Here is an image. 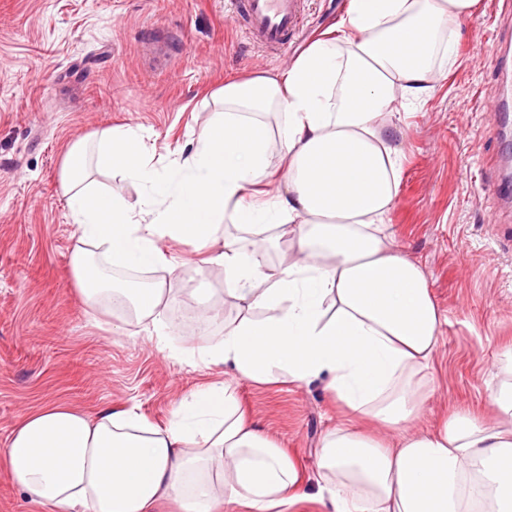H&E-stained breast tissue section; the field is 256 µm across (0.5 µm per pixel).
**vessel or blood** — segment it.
Instances as JSON below:
<instances>
[{
    "label": "vessel or blood",
    "mask_w": 512,
    "mask_h": 512,
    "mask_svg": "<svg viewBox=\"0 0 512 512\" xmlns=\"http://www.w3.org/2000/svg\"><path fill=\"white\" fill-rule=\"evenodd\" d=\"M304 0H243L250 37L269 48L285 45L299 31Z\"/></svg>",
    "instance_id": "obj_1"
}]
</instances>
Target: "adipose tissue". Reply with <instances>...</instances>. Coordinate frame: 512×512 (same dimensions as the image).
I'll use <instances>...</instances> for the list:
<instances>
[{"instance_id":"obj_1","label":"adipose tissue","mask_w":512,"mask_h":512,"mask_svg":"<svg viewBox=\"0 0 512 512\" xmlns=\"http://www.w3.org/2000/svg\"><path fill=\"white\" fill-rule=\"evenodd\" d=\"M480 0H348L340 19L280 73L230 81L193 150L157 167L131 127L73 143L61 168L78 245L71 264L88 315L127 309L158 345L164 282L123 280L168 266L165 241L223 267L238 302L216 342L183 360L227 367L256 384L320 381L340 416L312 477L245 415L229 380L208 384L158 426L130 407L95 416L62 404L26 415L0 465L42 512H288L317 494L327 512H512V350L488 402L495 424L458 412L418 433L442 315L424 270L385 222L399 186L394 118L427 101L456 58L454 27ZM283 121L269 129L263 117ZM280 142L286 180L246 202ZM143 189L131 207L93 174ZM232 219L246 244L223 241ZM293 258L262 267L269 229ZM401 437L389 447L382 431Z\"/></svg>"}]
</instances>
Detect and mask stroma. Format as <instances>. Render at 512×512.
<instances>
[{"label": "stroma", "instance_id": "35a3bbf8", "mask_svg": "<svg viewBox=\"0 0 512 512\" xmlns=\"http://www.w3.org/2000/svg\"><path fill=\"white\" fill-rule=\"evenodd\" d=\"M345 2L306 0L302 37L271 51L249 38L231 0H0V446L47 404L91 416L135 406L162 426L185 395L224 380L223 369L169 354L223 336L219 323L197 336L188 329L210 302L235 310L223 267L192 245L167 243L177 270L151 274L165 281L171 308L184 311L168 351L141 325L111 331L86 315L70 264L77 233L62 198V160L76 138L130 125L170 163L207 125L213 91L284 69ZM504 9L503 0H482L436 94L397 121L399 187L387 222L447 319L424 432L457 409L495 422L494 363L512 347V199L488 179L512 176V74L492 62L512 52L496 39ZM494 99L497 123L486 112ZM235 386L251 418L313 474L320 439L336 424L322 386L243 378Z\"/></svg>", "mask_w": 512, "mask_h": 512}]
</instances>
